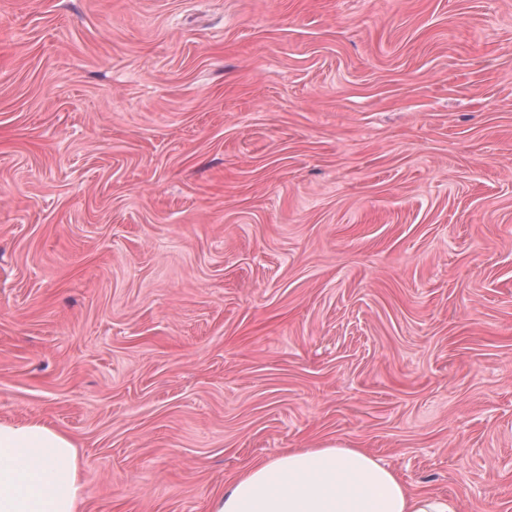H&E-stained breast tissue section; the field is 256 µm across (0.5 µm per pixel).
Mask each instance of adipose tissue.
Instances as JSON below:
<instances>
[{
    "instance_id": "1",
    "label": "adipose tissue",
    "mask_w": 512,
    "mask_h": 512,
    "mask_svg": "<svg viewBox=\"0 0 512 512\" xmlns=\"http://www.w3.org/2000/svg\"><path fill=\"white\" fill-rule=\"evenodd\" d=\"M77 450L39 421L0 420V512H80ZM211 512H456L417 492L369 452L345 445L288 451L246 467Z\"/></svg>"
}]
</instances>
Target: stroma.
<instances>
[{
  "label": "stroma",
  "mask_w": 512,
  "mask_h": 512,
  "mask_svg": "<svg viewBox=\"0 0 512 512\" xmlns=\"http://www.w3.org/2000/svg\"><path fill=\"white\" fill-rule=\"evenodd\" d=\"M0 420L83 512L336 444L512 512V0H0Z\"/></svg>",
  "instance_id": "obj_1"
}]
</instances>
